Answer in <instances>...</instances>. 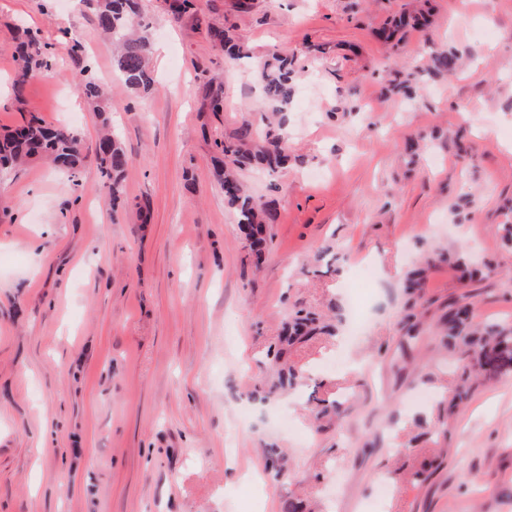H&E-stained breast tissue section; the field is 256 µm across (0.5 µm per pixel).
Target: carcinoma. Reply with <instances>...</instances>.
<instances>
[{
	"label": "carcinoma",
	"mask_w": 512,
	"mask_h": 512,
	"mask_svg": "<svg viewBox=\"0 0 512 512\" xmlns=\"http://www.w3.org/2000/svg\"><path fill=\"white\" fill-rule=\"evenodd\" d=\"M94 2L97 26L112 40L113 65L124 86L134 92L153 91L155 80L148 65L151 43L147 26L141 22L139 0ZM211 36L224 48L225 56L231 59L242 57L240 46L227 33L215 29ZM15 59L19 77L23 80L34 70L48 66L50 46L40 45L26 31L18 42ZM431 62L437 72L452 75L459 67V56L452 50H436L431 53ZM294 66V57L279 53L271 54L258 65L263 106L266 111L279 116L277 126L265 135L266 146L258 150L246 147L251 138L248 123L242 126L236 140L215 141L224 199L236 210L238 229L257 254L266 243L267 227L277 221V209L272 202L248 194L239 182L236 170L255 164L274 172L288 164L284 111L295 93ZM79 87L90 99H105L112 93L109 86L95 80L88 64L80 71ZM95 152L100 164L101 190L108 194L112 207L116 208L121 200V178L129 157L121 139L108 130L99 135ZM43 158L75 174L83 167L87 155L81 136L72 128L50 126L34 113L22 117L19 124L0 135V170ZM308 326V319L293 318L282 332V343H294ZM444 327L448 348L460 354L466 382L456 390L453 401L462 403L469 399L471 387L467 383L492 382L512 370V323L474 324L470 306L462 296L449 306Z\"/></svg>",
	"instance_id": "carcinoma-1"
}]
</instances>
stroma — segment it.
I'll return each instance as SVG.
<instances>
[{
	"mask_svg": "<svg viewBox=\"0 0 512 512\" xmlns=\"http://www.w3.org/2000/svg\"><path fill=\"white\" fill-rule=\"evenodd\" d=\"M420 2L253 0L242 14L197 0L177 19L142 0L157 88L138 96L91 0H0V129L34 112L91 149L107 117L131 159L117 209L93 161L74 175L34 162L0 185V512H512V372L450 407L459 378L440 341L464 295L475 322L512 323V0H430L429 28L385 43ZM21 26L54 46L23 81ZM217 28L245 58L225 59ZM443 48L463 60L448 78L429 62ZM277 52L297 55L293 160L238 172L277 206L258 259L214 142L248 122L261 145L256 68ZM88 57L111 97L78 91ZM396 70L411 97L388 91ZM448 250L492 268L470 282L433 263L407 343L402 284ZM299 310L335 331L289 347L282 386L278 333Z\"/></svg>",
	"mask_w": 512,
	"mask_h": 512,
	"instance_id": "35a3bbf8",
	"label": "stroma"
}]
</instances>
